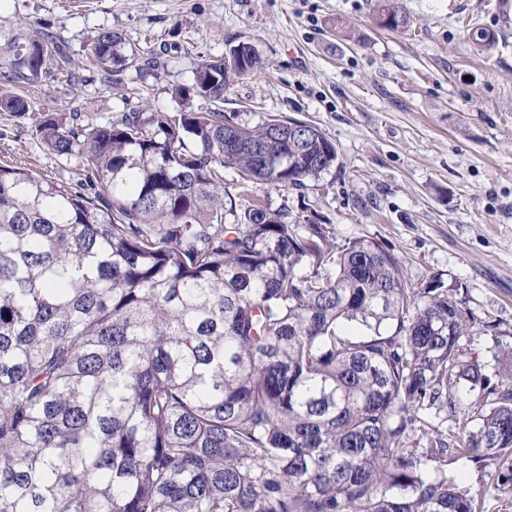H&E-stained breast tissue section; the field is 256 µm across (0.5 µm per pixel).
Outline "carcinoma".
Returning a JSON list of instances; mask_svg holds the SVG:
<instances>
[{"mask_svg":"<svg viewBox=\"0 0 512 512\" xmlns=\"http://www.w3.org/2000/svg\"><path fill=\"white\" fill-rule=\"evenodd\" d=\"M376 19L408 23L391 0ZM91 56L107 72L142 59L112 31ZM64 60L46 34L1 56L0 79L34 84ZM259 61H204L172 87L178 112L43 116V147L80 162L93 198L0 166V512H478L452 453L507 465L512 486V350L491 383L457 290L411 286L379 244L338 246L328 222L224 188L234 169L307 189L338 163L312 124L282 120L310 133L285 143L224 114ZM0 110L28 104L6 91ZM463 386L477 398L445 435L428 411Z\"/></svg>","mask_w":512,"mask_h":512,"instance_id":"1","label":"carcinoma"}]
</instances>
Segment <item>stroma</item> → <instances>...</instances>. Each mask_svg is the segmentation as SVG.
<instances>
[{
  "instance_id": "35a3bbf8",
  "label": "stroma",
  "mask_w": 512,
  "mask_h": 512,
  "mask_svg": "<svg viewBox=\"0 0 512 512\" xmlns=\"http://www.w3.org/2000/svg\"><path fill=\"white\" fill-rule=\"evenodd\" d=\"M376 0H0V41L51 34L75 83L51 73L15 84L28 112L0 111V166L22 167L82 191L75 162L35 135L48 112L103 123L145 106L177 112L173 86L198 66L251 43L259 68L224 92V110L257 124L296 118L325 132L339 163L325 188H257L289 217L315 216L337 243L362 238L390 249L405 280L433 274L460 287L478 321L463 343L490 379L512 348V9L500 0H396L405 31L377 27ZM344 23L351 37L336 34ZM498 35L479 50L469 28ZM103 31L122 34L145 59L140 71L90 65ZM488 321L498 330L485 329ZM500 464L466 457L448 473L477 493L479 512H512Z\"/></svg>"
}]
</instances>
